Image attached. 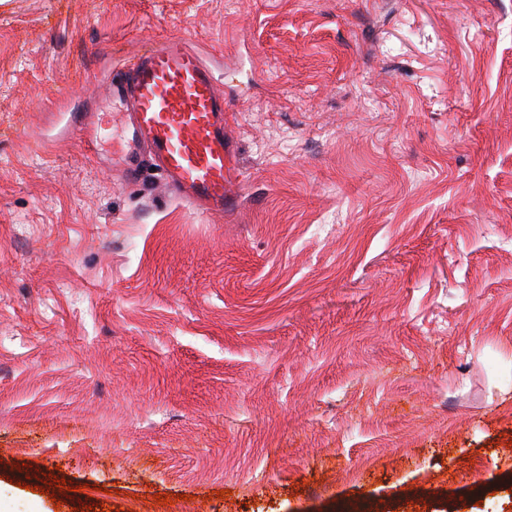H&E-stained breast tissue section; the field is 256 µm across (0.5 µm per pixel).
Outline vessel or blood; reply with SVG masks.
<instances>
[{
    "instance_id": "vessel-or-blood-1",
    "label": "vessel or blood",
    "mask_w": 512,
    "mask_h": 512,
    "mask_svg": "<svg viewBox=\"0 0 512 512\" xmlns=\"http://www.w3.org/2000/svg\"><path fill=\"white\" fill-rule=\"evenodd\" d=\"M130 133L116 164L124 184L139 185L151 161L165 191L210 217L240 201L241 171L224 91L200 55L173 36L147 46L111 77Z\"/></svg>"
}]
</instances>
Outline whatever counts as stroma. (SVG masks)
<instances>
[{
  "mask_svg": "<svg viewBox=\"0 0 512 512\" xmlns=\"http://www.w3.org/2000/svg\"><path fill=\"white\" fill-rule=\"evenodd\" d=\"M174 35L218 223L72 138ZM342 502L512 512V0H0V512Z\"/></svg>",
  "mask_w": 512,
  "mask_h": 512,
  "instance_id": "obj_1",
  "label": "stroma"
}]
</instances>
